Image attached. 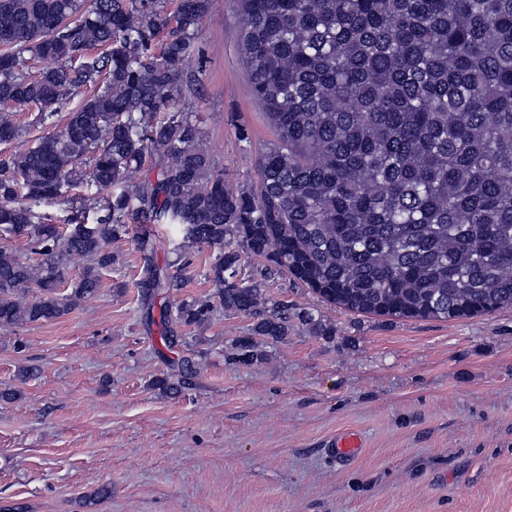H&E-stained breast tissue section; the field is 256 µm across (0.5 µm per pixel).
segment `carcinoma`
<instances>
[{
	"mask_svg": "<svg viewBox=\"0 0 512 512\" xmlns=\"http://www.w3.org/2000/svg\"><path fill=\"white\" fill-rule=\"evenodd\" d=\"M0 0V329L60 319L95 296L134 215L217 251L213 293L180 286L136 238L137 287L162 344L217 308L288 336V307L237 278L262 257L347 312L460 319L512 306V0H239V58L277 133L260 187L213 166L187 65L212 0ZM51 60L36 75L28 62ZM90 91L59 121L75 93ZM35 112L31 139L12 108ZM151 160L157 175L140 174ZM86 183L105 196H75ZM73 213L63 232L32 205ZM96 211L93 222L86 211ZM34 294L28 302L22 295ZM261 352L237 342L233 364Z\"/></svg>",
	"mask_w": 512,
	"mask_h": 512,
	"instance_id": "cac0c4a2",
	"label": "carcinoma"
}]
</instances>
